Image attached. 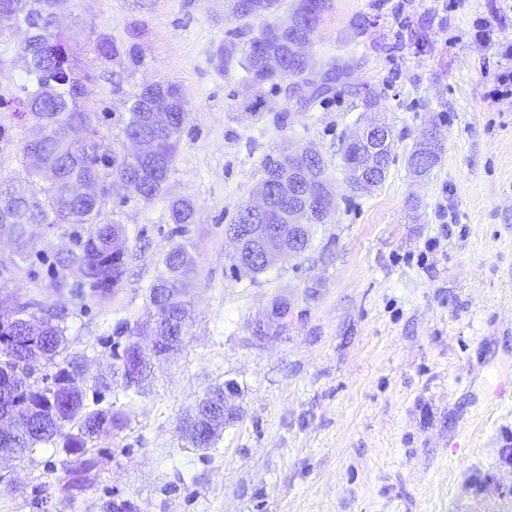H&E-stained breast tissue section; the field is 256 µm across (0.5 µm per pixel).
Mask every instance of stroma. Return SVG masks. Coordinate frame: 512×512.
<instances>
[{"instance_id":"stroma-1","label":"stroma","mask_w":512,"mask_h":512,"mask_svg":"<svg viewBox=\"0 0 512 512\" xmlns=\"http://www.w3.org/2000/svg\"><path fill=\"white\" fill-rule=\"evenodd\" d=\"M331 0L310 47L313 69L349 63L342 85L302 107L251 92L237 64L249 33L226 0H66L61 21L79 58L99 38L126 55L99 62L89 106L102 151L125 153L132 97L180 86L188 117L176 162L151 202L113 197L127 273L105 295L56 290L52 261L69 225L26 250L0 238V301L65 304V356L111 378L115 424L81 458L41 444L0 458V512H512V96L497 95L512 46V0ZM489 40L476 38L478 22ZM26 32L0 34V181L25 183L37 136L10 103ZM231 50L224 64L218 53ZM392 129L383 183L352 190L340 139L371 119ZM436 131L429 176L407 167ZM314 145L336 208L310 249L250 278L233 270L224 228L248 203L266 155ZM190 199L194 258L182 299L185 337L153 359L142 392L112 374L121 325L154 339L149 289L173 239L170 205ZM288 313L255 335L275 301ZM234 382L238 419L201 450L181 427L210 389Z\"/></svg>"}]
</instances>
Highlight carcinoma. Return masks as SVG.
I'll use <instances>...</instances> for the list:
<instances>
[{
    "label": "carcinoma",
    "instance_id": "cac0c4a2",
    "mask_svg": "<svg viewBox=\"0 0 512 512\" xmlns=\"http://www.w3.org/2000/svg\"><path fill=\"white\" fill-rule=\"evenodd\" d=\"M63 0H0L3 5L16 6L17 23L31 28L26 48L22 96L16 98L21 117L42 124L46 133L35 143H26L24 158L37 154L44 166L56 172L55 181L44 186L35 180L20 188L0 182V225L8 224L15 242L24 247L34 242L45 228L55 224H71L72 247L55 258L54 265L65 270L80 263L85 266L87 282L76 285L81 291L89 287L99 294L114 290L125 273L124 253L112 250V237L122 231L119 224L103 219L104 210L119 188L145 203L152 201L163 190L168 174L176 159L180 136L186 119V103L178 85L170 82H152L144 85L129 107V118L124 128L126 137L149 138L156 142L158 156L131 164L123 156L90 153L79 146L71 132L80 127L92 138L98 136L96 113L87 109L85 101L93 76L89 67L80 64L69 45L66 33L52 27V10ZM281 0H230L235 19L247 22L264 19L258 34L246 42L240 66L246 83L255 94L250 107L261 104L265 89L279 88L278 77L264 72L261 58L265 53H278L286 60L285 73L302 76L306 65L294 57L290 50L292 39L264 38L270 21ZM330 8V0H294L290 11L299 18L297 37L312 41L323 15ZM348 71L339 61L329 64L334 81L309 90L305 105L324 100L336 88ZM162 106L174 113L175 128L170 132L155 130L142 119L147 107ZM278 163L285 173L290 162L289 153L268 155L263 159L264 182L277 185L271 178L269 164ZM93 182L100 185V195L86 200L69 192L75 182ZM171 220L174 233L186 232L193 223L194 204L188 199L172 203ZM166 272L150 288V319L154 321L156 335L182 336L187 317L181 300L179 284L194 271V260L186 245L175 243L165 260ZM68 317L65 308L44 307L32 299L13 307H0V360L11 370L26 361V353L36 346L43 354V364L36 370L38 383L27 390L17 391L8 383V376L0 370V402L29 414L27 434L21 436L16 447L19 453L38 444L62 441L63 447L74 456L84 454L88 443L112 428L111 409L92 408L87 402V391L100 394L111 389L89 375L76 377L77 359L56 361L65 345V326ZM39 320L43 324L42 337L35 343L28 338L27 324ZM53 365L47 373L44 366Z\"/></svg>",
    "mask_w": 512,
    "mask_h": 512
}]
</instances>
